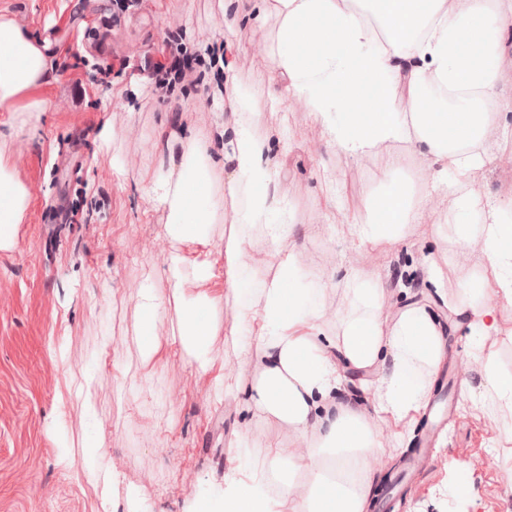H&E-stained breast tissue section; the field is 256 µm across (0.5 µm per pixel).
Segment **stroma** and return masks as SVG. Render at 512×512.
<instances>
[{
	"instance_id": "1",
	"label": "stroma",
	"mask_w": 512,
	"mask_h": 512,
	"mask_svg": "<svg viewBox=\"0 0 512 512\" xmlns=\"http://www.w3.org/2000/svg\"><path fill=\"white\" fill-rule=\"evenodd\" d=\"M241 2L234 17L225 15L224 0H0V13L45 42L50 69L33 92L44 110L19 135L9 131L20 113L0 112V133L9 137L0 157L29 191L16 245L0 249V512H93L77 448L89 433L102 439L112 462V512H185L223 485L238 463L240 435L255 438L251 455L269 471L279 466L271 448L301 445L288 427L257 423L250 394L262 361L235 351L233 309L214 321L205 372L168 339L170 312L160 315L163 340L151 363H143L136 335L143 282L162 297L172 288L171 253L185 271L204 261L212 267L210 280L186 282L188 293L224 289L217 244L228 229L220 220L206 241L173 242L165 211L140 183L142 172L157 169L166 141L216 130V69L202 66L201 83L162 99L136 57L146 51L167 62L163 39L177 30L188 53L213 46L234 57L241 85L266 98L271 60L251 17L256 0ZM105 63L112 67L106 76L99 72ZM255 127L278 163L293 213L295 233L282 248L329 282L325 334L336 331L346 278L356 271L384 282L387 316L423 306L450 343L435 378L448 383L452 414L389 512H512V480L504 476L512 467L505 441L512 414L483 397L474 349H501L512 371V346L455 310L457 281L483 265L484 254L477 242L449 254L437 236L434 221L452 209L451 192L429 190L424 219L400 244L361 245L349 218L387 184L381 161L329 155L321 128L298 101L261 112ZM107 131L113 144L103 141ZM469 187L480 205L512 203V164L496 160ZM438 268L446 272L440 284ZM86 372L98 395L94 420L59 400L66 378ZM426 415L421 409L377 419L379 473L367 512H380L379 490L413 455Z\"/></svg>"
}]
</instances>
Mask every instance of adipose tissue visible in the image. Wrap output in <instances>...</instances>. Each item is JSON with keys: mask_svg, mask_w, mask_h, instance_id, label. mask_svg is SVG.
Here are the masks:
<instances>
[{"mask_svg": "<svg viewBox=\"0 0 512 512\" xmlns=\"http://www.w3.org/2000/svg\"><path fill=\"white\" fill-rule=\"evenodd\" d=\"M256 23L267 26L272 61L271 102L301 101L325 134L333 155L384 157L388 185L374 192L351 222L359 243H400L421 204L398 161L385 157L389 144L406 143L429 155L434 178L455 187L448 215V248L481 242L486 261L459 284L458 309L496 329L495 302L512 306V207L492 205L472 223L475 196L469 174L490 164L489 141L508 102L500 86L512 69V0H258ZM49 79L43 47L8 15L0 14V112H42L34 89ZM226 157L231 171L223 198L210 190L217 165L209 139L189 135L178 161L144 174L150 199L167 212L170 235L202 240L220 208L231 212L219 245L224 258L223 293L188 294L179 257L169 260V297L141 289L137 325L143 362L160 347L157 320L173 310L169 334L199 369H208L209 338L219 310L238 312L233 342L243 353L259 350L265 365L251 400L259 421L287 424L308 443L277 448L308 490L285 493L282 512H366L378 473L372 461L380 446L375 417H403L422 408L444 353L441 331L420 306L394 321L383 313L380 279L348 276V305L336 315V334L320 342L325 316L322 277L308 274L294 253L280 252L291 236L285 195L274 189L276 166L266 141L252 126L232 121ZM28 190L0 163V248L12 247L28 205ZM280 253L274 275L261 280L245 259L253 229ZM485 385L512 413V372L499 351L480 350ZM381 366L371 408L335 400L346 369ZM82 472L97 498H105L112 467L97 437L81 442ZM265 476L225 481L222 498H203L190 512H271Z\"/></svg>", "mask_w": 512, "mask_h": 512, "instance_id": "adipose-tissue-1", "label": "adipose tissue"}]
</instances>
